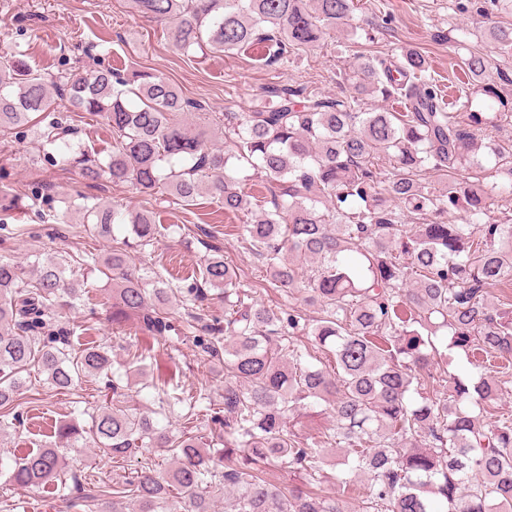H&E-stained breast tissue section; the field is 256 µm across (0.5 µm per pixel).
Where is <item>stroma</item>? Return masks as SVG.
<instances>
[{"instance_id":"obj_1","label":"stroma","mask_w":512,"mask_h":512,"mask_svg":"<svg viewBox=\"0 0 512 512\" xmlns=\"http://www.w3.org/2000/svg\"><path fill=\"white\" fill-rule=\"evenodd\" d=\"M486 0H355L347 24L326 34L319 45L292 54L287 63L270 65L256 50L247 48L234 55L183 53L168 41L164 24L142 18L130 0H0V56H21L23 62L43 73L65 68L79 71L111 67L154 72L169 79L185 96L213 112L251 111L266 86L274 82L302 85L322 93L337 92V75L359 56L399 59L412 48L422 53L440 89H447L459 74L458 64L467 52L478 50L490 61L486 81L505 102H512V58L498 55L493 45L477 40L475 33L484 18ZM40 149L34 134L0 140V170L7 172V185L22 193L36 181L50 185L51 202L24 197L13 221L38 233V241L24 237L9 239L0 234V257L26 262L35 251L80 253L92 247L80 223L72 215L68 223H40L37 212L45 205L60 207L81 184L78 167L31 165ZM238 179L246 182L252 197L248 212L228 213L209 196L192 206L175 201L167 188H159L151 201L157 223L178 225L177 233H165L147 250L143 265L162 277L179 279L197 274L204 255L221 250L236 267L240 282L258 302L288 307L296 299L272 288L257 260L238 240V227L250 223L266 209V190L248 168H239ZM112 295L104 281L87 275L78 308L69 316L71 341H110L115 333L107 320ZM161 358L172 360L181 370L180 384L187 390L206 385L214 393L224 391L222 365L203 355L192 341L170 336L155 346ZM104 382L83 383L63 393L40 378H33L20 400L23 424L0 442V455L44 443L51 425L69 420L77 402L95 407L106 402ZM171 462L159 451L140 450L125 460L103 456L88 447L74 458L75 468L99 482L113 483L144 463ZM21 502L25 512H67L66 503L54 488L17 489L0 477V512L8 504Z\"/></svg>"}]
</instances>
